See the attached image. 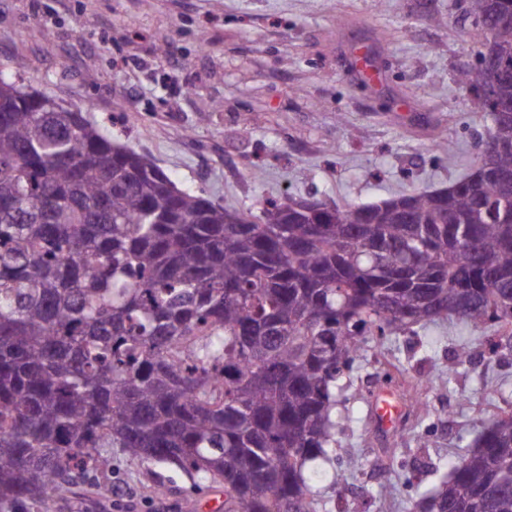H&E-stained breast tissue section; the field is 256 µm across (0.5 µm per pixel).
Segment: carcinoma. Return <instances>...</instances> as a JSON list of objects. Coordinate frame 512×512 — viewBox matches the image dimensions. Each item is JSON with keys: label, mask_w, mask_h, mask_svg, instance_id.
<instances>
[{"label": "carcinoma", "mask_w": 512, "mask_h": 512, "mask_svg": "<svg viewBox=\"0 0 512 512\" xmlns=\"http://www.w3.org/2000/svg\"><path fill=\"white\" fill-rule=\"evenodd\" d=\"M499 51L458 82L512 114V0H468ZM494 87V95L483 90ZM512 117L472 172L357 207L258 215L0 70V512L52 499L112 449L224 485L225 512H317L340 380L448 317L512 349ZM413 512H512V416Z\"/></svg>", "instance_id": "obj_1"}]
</instances>
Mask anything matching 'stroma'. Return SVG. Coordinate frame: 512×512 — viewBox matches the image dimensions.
<instances>
[{"instance_id": "stroma-1", "label": "stroma", "mask_w": 512, "mask_h": 512, "mask_svg": "<svg viewBox=\"0 0 512 512\" xmlns=\"http://www.w3.org/2000/svg\"><path fill=\"white\" fill-rule=\"evenodd\" d=\"M465 0H0V70L82 109L178 187L259 213L286 194L327 205L448 188L493 131L457 82L488 34ZM445 25H438V18ZM364 46L382 84L363 83ZM449 322L369 352L337 410L349 422L305 468L320 512H410L494 416L512 412V351L492 358ZM403 376L387 379L392 367ZM428 403L409 414L406 385ZM498 387L488 397L486 386ZM390 393L406 442L384 452L373 406ZM432 445L424 448L421 437ZM112 483L110 496L93 485ZM224 512V490L113 449L108 471L28 512Z\"/></svg>"}]
</instances>
